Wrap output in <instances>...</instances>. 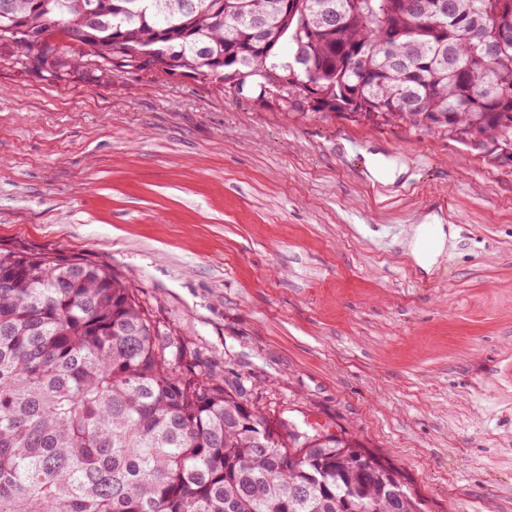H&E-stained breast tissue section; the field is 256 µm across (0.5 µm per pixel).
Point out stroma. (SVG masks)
Here are the masks:
<instances>
[{"label":"stroma","mask_w":512,"mask_h":512,"mask_svg":"<svg viewBox=\"0 0 512 512\" xmlns=\"http://www.w3.org/2000/svg\"><path fill=\"white\" fill-rule=\"evenodd\" d=\"M405 164L389 182L367 161ZM451 232L431 270L410 230ZM127 278L270 421L340 433L426 512H512V164L406 124L0 52V247Z\"/></svg>","instance_id":"35a3bbf8"}]
</instances>
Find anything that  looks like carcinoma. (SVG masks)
Returning a JSON list of instances; mask_svg holds the SVG:
<instances>
[{
    "label": "carcinoma",
    "mask_w": 512,
    "mask_h": 512,
    "mask_svg": "<svg viewBox=\"0 0 512 512\" xmlns=\"http://www.w3.org/2000/svg\"><path fill=\"white\" fill-rule=\"evenodd\" d=\"M0 0V49L249 88L286 111L512 139V0ZM288 47V57L279 52ZM0 512H422L347 436L271 424L191 360L132 285L0 248Z\"/></svg>",
    "instance_id": "carcinoma-1"
}]
</instances>
